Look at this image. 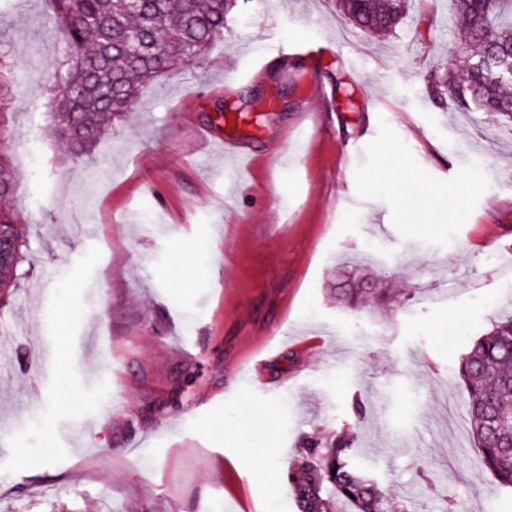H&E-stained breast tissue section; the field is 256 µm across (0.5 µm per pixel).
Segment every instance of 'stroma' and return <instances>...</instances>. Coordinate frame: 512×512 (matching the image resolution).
Wrapping results in <instances>:
<instances>
[{
    "label": "stroma",
    "mask_w": 512,
    "mask_h": 512,
    "mask_svg": "<svg viewBox=\"0 0 512 512\" xmlns=\"http://www.w3.org/2000/svg\"><path fill=\"white\" fill-rule=\"evenodd\" d=\"M455 16L412 0L380 41L333 0H236L208 62L150 83L74 163L47 134L63 32L47 0H0V147L31 264L0 304V512H239L229 475L255 512H297L277 478L302 436L342 434L405 512H512L458 375L512 313V122L432 92L429 45L464 49ZM228 102L262 117L244 164L203 144ZM279 325L262 369L230 379ZM7 51L2 48V40L0 44V130L4 129L3 116L8 109V105L11 101L12 92V81L10 77V61Z\"/></svg>",
    "instance_id": "1"
}]
</instances>
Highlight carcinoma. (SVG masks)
<instances>
[{"mask_svg":"<svg viewBox=\"0 0 512 512\" xmlns=\"http://www.w3.org/2000/svg\"><path fill=\"white\" fill-rule=\"evenodd\" d=\"M66 35L65 52L50 75L52 134L70 158L90 157L112 129V120L130 110L141 88L175 62H197L224 34L230 0H48ZM410 0H336L354 27L376 37L390 34L409 14ZM464 25L457 39L478 48L463 66L448 65L430 75L432 87L461 112L479 110L512 122V81H501L483 67L482 57L512 62V0H456ZM140 32V41L129 34ZM9 55L0 47V130L11 101ZM11 157L0 151V199L12 195ZM26 229L17 211L0 206V238L12 245L0 264V297L12 295L24 261ZM459 376L468 393L471 433L484 466L498 484L512 490V315L492 324L462 358ZM352 441L334 437L326 446L302 439L288 479L301 512H388L391 498L350 464Z\"/></svg>","mask_w":512,"mask_h":512,"instance_id":"carcinoma-1","label":"carcinoma"}]
</instances>
